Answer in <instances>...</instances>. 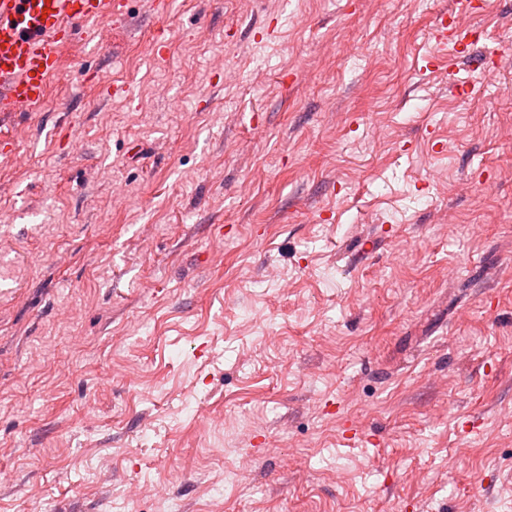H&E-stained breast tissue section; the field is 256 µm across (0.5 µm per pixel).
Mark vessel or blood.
Returning a JSON list of instances; mask_svg holds the SVG:
<instances>
[{"label": "vessel or blood", "mask_w": 512, "mask_h": 512, "mask_svg": "<svg viewBox=\"0 0 512 512\" xmlns=\"http://www.w3.org/2000/svg\"><path fill=\"white\" fill-rule=\"evenodd\" d=\"M482 8V0H454L438 19L436 38L458 56H472L482 33L462 19ZM115 13V0H0V112L41 108L62 48L89 19Z\"/></svg>", "instance_id": "1"}]
</instances>
